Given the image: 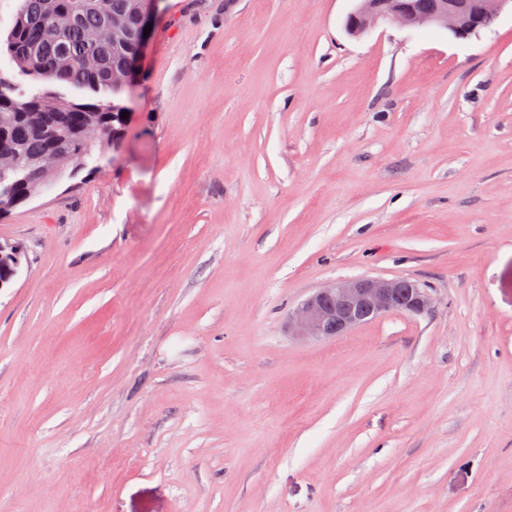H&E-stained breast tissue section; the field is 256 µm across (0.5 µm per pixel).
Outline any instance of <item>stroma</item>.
<instances>
[{"mask_svg":"<svg viewBox=\"0 0 512 512\" xmlns=\"http://www.w3.org/2000/svg\"><path fill=\"white\" fill-rule=\"evenodd\" d=\"M163 0L119 158L0 217V512H512V14ZM361 276L430 289L300 342ZM356 7L346 18L345 29L352 37H360L380 22L401 28L437 26L446 29L455 38L466 39L484 26L479 15L497 18L510 9L511 0H430V8L417 11L405 0H355ZM23 255L21 246L0 242V290L12 287L21 271ZM433 304L428 288L417 281L363 276L317 288L289 314L288 329L303 341L323 340L390 312L428 313Z\"/></svg>","mask_w":512,"mask_h":512,"instance_id":"stroma-1","label":"stroma"}]
</instances>
